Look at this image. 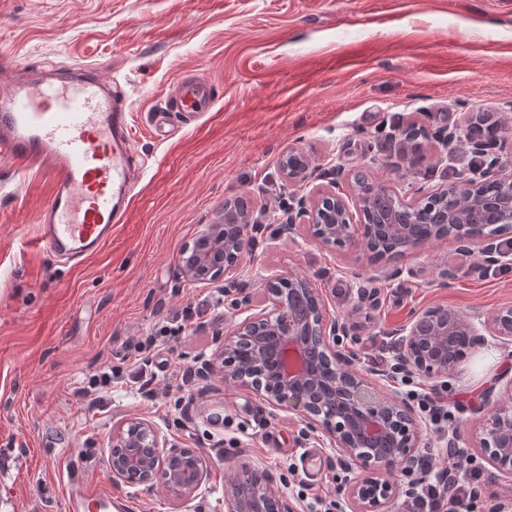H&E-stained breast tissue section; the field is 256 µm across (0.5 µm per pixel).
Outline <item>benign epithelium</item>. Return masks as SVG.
Here are the masks:
<instances>
[{"label": "benign epithelium", "mask_w": 512, "mask_h": 512, "mask_svg": "<svg viewBox=\"0 0 512 512\" xmlns=\"http://www.w3.org/2000/svg\"><path fill=\"white\" fill-rule=\"evenodd\" d=\"M421 137H433L445 148L460 142L484 156L496 146V141L472 133L460 122L433 132L412 125L395 135L398 154L407 158L409 146ZM294 154L291 148L283 151L279 170L288 185L304 188L311 182L312 162L290 166L288 157ZM498 167L494 157L476 177L461 176L430 191L420 186L405 199L385 185L368 183L363 170L338 166L335 177L347 182L349 193L315 188L283 214L268 219L288 227L290 234L308 224L320 245L347 247L367 257L384 234L393 239L401 257L446 240L459 253L474 257L476 268H487L500 262L505 243L512 239V178L499 174ZM486 184L507 190L502 202L486 200L488 224H465L459 212L446 209L422 234L415 225L401 223L395 212L384 213L382 224L368 223L375 204L390 197L409 211L418 210L439 198L479 199V189ZM256 223L246 198L224 199L219 219L202 225L193 243L182 248L181 276L200 284L234 278L244 261L253 259ZM266 288L262 304L247 308L248 315L225 334L220 353L198 360L188 379L218 376L228 384L250 385L267 405L297 414L333 449L336 463L353 474L344 493L350 512H390L396 486L389 476L396 470L410 477L420 471L422 417L388 384L393 379L389 368L369 372L356 364L344 347V340L356 337L355 322L349 316L326 315L310 276L290 273L267 282ZM400 336L397 370L423 379H445L462 360L448 345L450 338H465L470 349L489 337L501 346L512 345V306L470 317L428 307L410 319ZM269 369L275 381L266 386L253 380ZM475 443L497 470L512 476V381L502 386L493 409L483 417ZM105 463L112 480L124 483L132 469L142 473V484L160 473L165 489L177 499L197 496L207 472L197 450L168 445L156 425L137 417L112 430ZM224 509L292 512L273 477L250 467L227 480Z\"/></svg>", "instance_id": "7a95c632"}]
</instances>
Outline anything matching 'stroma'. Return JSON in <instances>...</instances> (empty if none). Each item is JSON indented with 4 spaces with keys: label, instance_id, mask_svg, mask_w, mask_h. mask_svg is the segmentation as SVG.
<instances>
[{
    "label": "stroma",
    "instance_id": "obj_1",
    "mask_svg": "<svg viewBox=\"0 0 512 512\" xmlns=\"http://www.w3.org/2000/svg\"><path fill=\"white\" fill-rule=\"evenodd\" d=\"M1 56L110 77L130 112L141 177L124 224L76 263L36 246L50 175L0 158V512H67L75 478L110 489L132 512H224L225 479L244 465L270 471L295 512L316 494L341 499L340 468L319 433L250 387L217 377L188 384L186 367L219 351L266 281L290 272L312 277L329 314L353 316L347 347L365 369L392 361L396 330L427 307L512 305V259L474 272L471 258L437 243L391 260L381 277L365 257L317 244L306 226L290 238L261 223L255 257L234 279L193 284L178 270L181 246L225 199L246 193L256 211L287 209L297 190L278 162L289 148L311 158L314 184L327 185L336 165H363L405 194L454 181L466 163L423 138L413 158L399 159L398 128L484 113L498 123L499 164L512 175V0H0ZM187 75L211 83L213 105L197 117L169 113L173 134L158 140L155 115ZM445 264L462 270L447 285ZM187 307L192 333L160 335ZM148 335L159 399L127 381L92 389L95 374L125 369L127 345ZM508 379L512 347L490 345L444 382L413 376L399 390L447 394L471 444L490 388ZM133 417L202 451L198 496L173 498L158 480L112 481L104 450Z\"/></svg>",
    "mask_w": 512,
    "mask_h": 512
}]
</instances>
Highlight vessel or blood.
I'll list each match as a JSON object with an SVG mask.
<instances>
[{"instance_id":"vessel-or-blood-1","label":"vessel or blood","mask_w":512,"mask_h":512,"mask_svg":"<svg viewBox=\"0 0 512 512\" xmlns=\"http://www.w3.org/2000/svg\"><path fill=\"white\" fill-rule=\"evenodd\" d=\"M213 89L204 79H181L170 101L176 111H206ZM129 114L109 82L92 67L63 78L20 72L0 82V154L46 171L53 190L40 214V245L82 260L122 223L136 183ZM101 487L75 484L70 512H111Z\"/></svg>"}]
</instances>
